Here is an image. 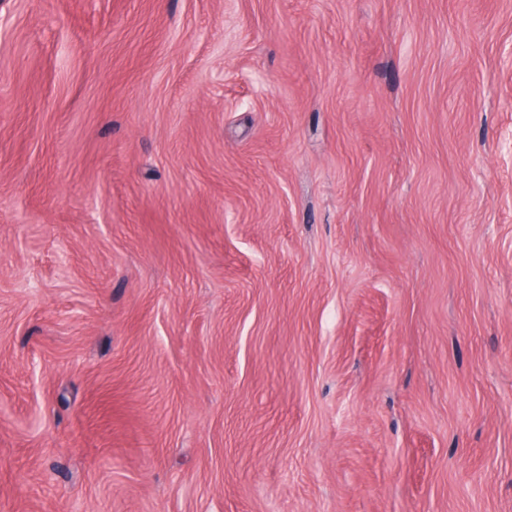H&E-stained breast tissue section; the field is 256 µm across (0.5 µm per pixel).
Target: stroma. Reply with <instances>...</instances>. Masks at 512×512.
<instances>
[{
  "instance_id": "1",
  "label": "stroma",
  "mask_w": 512,
  "mask_h": 512,
  "mask_svg": "<svg viewBox=\"0 0 512 512\" xmlns=\"http://www.w3.org/2000/svg\"><path fill=\"white\" fill-rule=\"evenodd\" d=\"M0 512H512V0H0Z\"/></svg>"
}]
</instances>
